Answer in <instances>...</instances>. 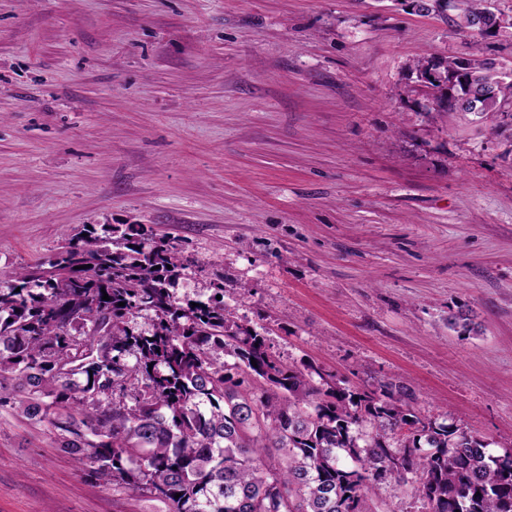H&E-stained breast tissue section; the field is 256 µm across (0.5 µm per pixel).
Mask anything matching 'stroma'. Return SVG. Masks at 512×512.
I'll return each instance as SVG.
<instances>
[{
  "mask_svg": "<svg viewBox=\"0 0 512 512\" xmlns=\"http://www.w3.org/2000/svg\"><path fill=\"white\" fill-rule=\"evenodd\" d=\"M512 37L406 0H0V280L141 224L273 355L407 386L512 451V120L433 110L421 56ZM463 310L477 326H448ZM0 512H168L0 411Z\"/></svg>",
  "mask_w": 512,
  "mask_h": 512,
  "instance_id": "obj_1",
  "label": "stroma"
}]
</instances>
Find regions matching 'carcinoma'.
<instances>
[{
	"mask_svg": "<svg viewBox=\"0 0 512 512\" xmlns=\"http://www.w3.org/2000/svg\"><path fill=\"white\" fill-rule=\"evenodd\" d=\"M453 8L473 31L485 0ZM431 68L448 81L431 83L437 111L512 109L493 62L423 57L415 71ZM97 230L0 284V409L48 423L88 475L168 512H372L389 478L427 512H512V452L422 422L403 385L352 389L284 364L217 299L223 283L180 302L176 247L141 224Z\"/></svg>",
	"mask_w": 512,
	"mask_h": 512,
	"instance_id": "cac0c4a2",
	"label": "carcinoma"
}]
</instances>
